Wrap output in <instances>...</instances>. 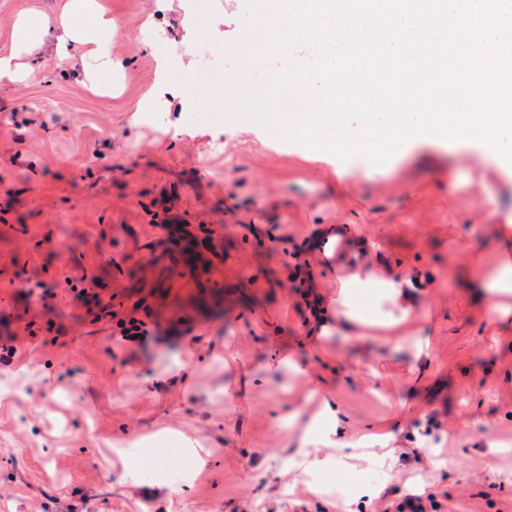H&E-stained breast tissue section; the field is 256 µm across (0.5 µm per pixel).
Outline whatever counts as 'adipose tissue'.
<instances>
[{
    "mask_svg": "<svg viewBox=\"0 0 512 512\" xmlns=\"http://www.w3.org/2000/svg\"><path fill=\"white\" fill-rule=\"evenodd\" d=\"M112 29L111 17L100 10L96 0H66L64 12L57 20L47 15L20 17L13 26L10 50L0 53V80L28 79L33 69L27 64V57L48 48L62 61L80 58L89 78L120 71V61L112 57ZM357 283L368 286L367 299H360L354 292ZM421 291L419 279L386 278L358 269L341 280L334 324L319 322L315 331L321 338L336 334L353 342L370 336L383 340L397 337L411 342L416 351H424L429 340L420 327L424 316L416 298ZM306 400L316 403L317 409L300 440L302 473L318 479L337 474L351 463L365 462L383 475H390L395 466L393 457L367 453L336 441L339 416L334 402L320 398L314 390L307 393Z\"/></svg>",
    "mask_w": 512,
    "mask_h": 512,
    "instance_id": "ef3b65f1",
    "label": "adipose tissue"
}]
</instances>
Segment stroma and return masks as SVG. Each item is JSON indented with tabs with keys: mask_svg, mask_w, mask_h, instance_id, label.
<instances>
[{
	"mask_svg": "<svg viewBox=\"0 0 512 512\" xmlns=\"http://www.w3.org/2000/svg\"><path fill=\"white\" fill-rule=\"evenodd\" d=\"M100 2L118 23L117 84H87L49 50L31 58L34 78L0 84V345L17 348L0 360L13 376L0 387V512H345L357 482L379 473L340 477L320 497L301 482L279 493L298 460L281 419L311 387L336 404L348 441L394 434L393 476L363 512L411 494L425 512H512V314L475 286L506 253L512 178L462 145L338 162L215 122L193 88L156 98L144 23L179 46L170 69L196 79L193 45L235 39L246 0ZM153 98L164 123L136 109ZM326 224L352 232L343 264L317 245ZM304 261L327 311L347 268L434 277L418 299L428 354L316 343L292 292ZM85 277L118 315L141 304L152 336L116 340L115 322L76 294ZM175 355L188 369L172 381ZM422 435L445 469L415 456ZM149 436L171 466L129 484L112 448ZM183 436L203 461L168 496Z\"/></svg>",
	"mask_w": 512,
	"mask_h": 512,
	"instance_id": "stroma-1",
	"label": "stroma"
}]
</instances>
